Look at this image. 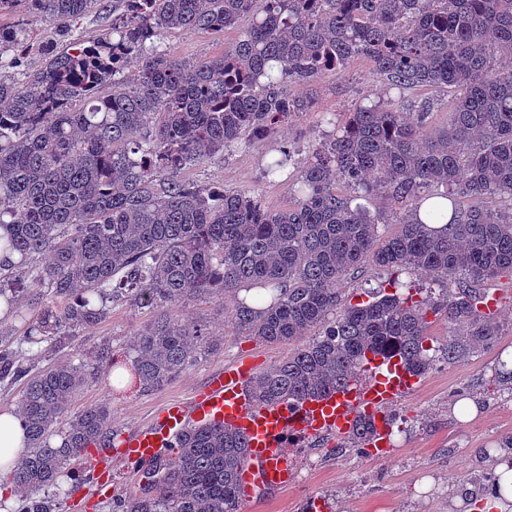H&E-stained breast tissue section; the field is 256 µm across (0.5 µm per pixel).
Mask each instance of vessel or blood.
Listing matches in <instances>:
<instances>
[{"label":"vessel or blood","mask_w":512,"mask_h":512,"mask_svg":"<svg viewBox=\"0 0 512 512\" xmlns=\"http://www.w3.org/2000/svg\"><path fill=\"white\" fill-rule=\"evenodd\" d=\"M365 378L349 382L340 392L302 403L275 406L253 402L247 391L251 366L228 365L189 402L172 401L163 407L152 426L127 433L122 448L129 467L161 453L187 421L221 422L242 435L248 462L241 475L246 498L262 491H277L294 480L283 439L289 433L316 439L329 432L350 433L363 413L389 408L418 378L397 357L367 356Z\"/></svg>","instance_id":"vessel-or-blood-1"}]
</instances>
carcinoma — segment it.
<instances>
[{"label":"carcinoma","mask_w":512,"mask_h":512,"mask_svg":"<svg viewBox=\"0 0 512 512\" xmlns=\"http://www.w3.org/2000/svg\"><path fill=\"white\" fill-rule=\"evenodd\" d=\"M26 3L66 33L103 0ZM123 13L85 46L44 44L45 66L19 70L35 42L23 25L0 27V382H25L16 414L27 450L8 476L25 492L11 512H61L57 489L87 447L112 449V409L70 408L95 380L94 366L61 362L33 372L22 344L61 348L124 300L160 314L133 331L128 355L109 346L115 381L159 388L197 360L211 332L176 310L199 296L256 291L230 311L237 333L296 344L251 377L260 404L332 394L362 376L366 356L399 357L418 376L492 349L500 324L478 305L489 281L512 278V0H120ZM242 31L223 55L186 61L160 48L168 33ZM141 57L135 72L128 58ZM369 58L399 93H453L448 125L426 134L430 106L412 118L390 97L358 105L302 166L284 147L266 176L296 169L293 204L268 210L249 191L190 182L188 165L242 138L264 142L310 102L288 92ZM109 88L105 96L101 88ZM349 192L341 194L337 185ZM375 198L391 212L371 211ZM450 217L418 218L425 200ZM381 224L395 230L383 234ZM429 273L443 297L367 294L346 301L337 284L363 269ZM44 287L31 292L27 277ZM31 314L20 310L21 302ZM465 325L435 353L430 329ZM309 340L302 341L303 337ZM64 431H59V427ZM360 419L343 450L366 451L374 433ZM60 436L61 444L53 439ZM243 437L222 425L193 426L155 461L153 481L133 485L108 512H240ZM498 496L492 472L464 478Z\"/></svg>","instance_id":"1"}]
</instances>
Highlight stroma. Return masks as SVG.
<instances>
[{
  "mask_svg": "<svg viewBox=\"0 0 512 512\" xmlns=\"http://www.w3.org/2000/svg\"><path fill=\"white\" fill-rule=\"evenodd\" d=\"M240 38L239 31L224 35L180 32L166 36L164 48L186 60L221 56ZM292 95L312 99L311 111L292 116L276 139L263 142L239 141L224 155L187 166L184 179L214 184L227 190H258L262 203L270 209H285L292 203L291 181L268 177L264 167L283 146L294 148L299 157H308L313 147L335 131L323 120L325 113L343 115L355 106L385 99L386 84L371 63L357 59L341 72H330L316 81L290 86ZM440 294L442 286L427 277L403 272L357 274L341 284L343 298L359 301L364 291L388 286L391 281ZM489 291L498 295L496 318L503 326L498 344L479 351L454 365L437 364L421 377L416 387L390 408L401 434L395 447L384 455L337 452L336 436L304 440L289 449L296 478L287 489L270 492L245 505L243 512H306V505L322 500L324 512H462L457 501L460 476L476 466L496 468L503 450L501 443L512 436V390L495 378L494 366L500 354L512 351V288L494 282ZM224 300L194 298L180 310L182 318L206 324L213 341L188 370L155 390H133L125 397L112 396L111 366L96 363L97 378L77 397L73 411L107 403L112 408V425L124 434L151 423L154 415L173 400L188 401L220 368L241 359L252 360L257 369L275 365L289 352L288 346L265 344L237 335L224 310ZM152 311L137 310L125 301L112 302L101 323L86 330L64 349L41 344L31 353L36 369L56 363L94 361L101 344H108L116 358H123L131 333L149 321ZM472 400L478 408L469 422H460L453 411L459 398ZM110 480L113 494L124 493L132 480L120 459L99 470L82 465L78 484H64L60 492L63 512H103L102 497L96 495L97 480Z\"/></svg>",
  "mask_w": 512,
  "mask_h": 512,
  "instance_id": "stroma-1",
  "label": "stroma"
}]
</instances>
